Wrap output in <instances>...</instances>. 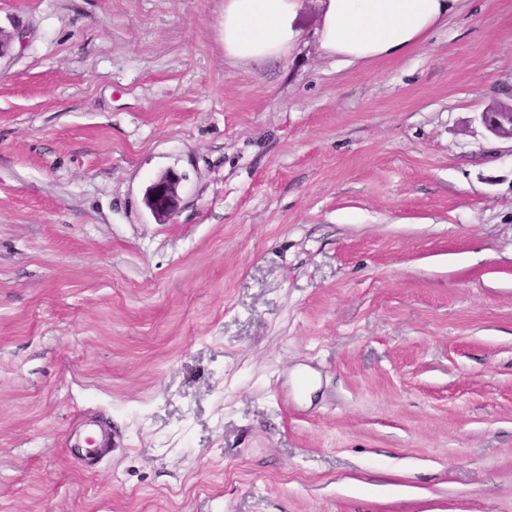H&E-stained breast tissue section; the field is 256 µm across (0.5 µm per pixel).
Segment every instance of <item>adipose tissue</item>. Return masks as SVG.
Masks as SVG:
<instances>
[{
	"label": "adipose tissue",
	"instance_id": "adipose-tissue-1",
	"mask_svg": "<svg viewBox=\"0 0 512 512\" xmlns=\"http://www.w3.org/2000/svg\"><path fill=\"white\" fill-rule=\"evenodd\" d=\"M313 36L329 57L353 65L406 55L426 43L460 0H317ZM301 0H224V55L237 62L279 58L297 48Z\"/></svg>",
	"mask_w": 512,
	"mask_h": 512
}]
</instances>
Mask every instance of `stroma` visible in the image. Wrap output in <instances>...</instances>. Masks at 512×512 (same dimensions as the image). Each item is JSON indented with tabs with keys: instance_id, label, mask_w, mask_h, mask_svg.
<instances>
[{
	"instance_id": "1",
	"label": "stroma",
	"mask_w": 512,
	"mask_h": 512,
	"mask_svg": "<svg viewBox=\"0 0 512 512\" xmlns=\"http://www.w3.org/2000/svg\"><path fill=\"white\" fill-rule=\"evenodd\" d=\"M0 29V512H512V0L352 66L224 0ZM302 0H224V57L237 62L279 58L297 48ZM483 127L493 136L512 142V105L497 103L481 112ZM180 177L167 173L155 180L148 190V205L152 213L162 214L166 220H172L178 212V185Z\"/></svg>"
}]
</instances>
